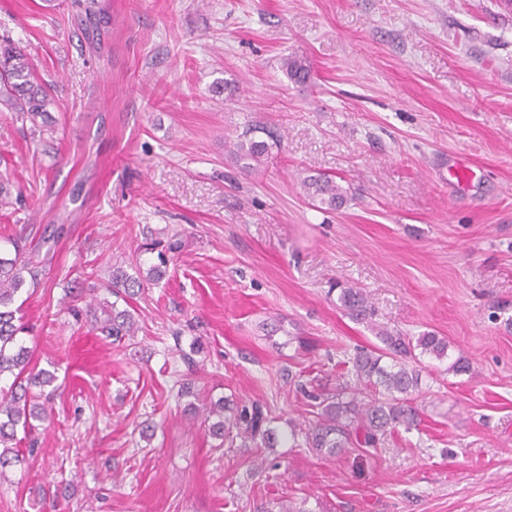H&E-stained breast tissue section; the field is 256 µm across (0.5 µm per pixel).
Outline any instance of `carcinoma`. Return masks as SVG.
Instances as JSON below:
<instances>
[{"mask_svg":"<svg viewBox=\"0 0 512 512\" xmlns=\"http://www.w3.org/2000/svg\"><path fill=\"white\" fill-rule=\"evenodd\" d=\"M71 7L92 24L100 22L98 0H71ZM282 70L295 83L310 79V66L302 59L285 57ZM48 90L37 79L26 53L10 40H0V111H7L21 122L33 127L55 131L51 124ZM252 130L243 132L233 143L232 153L241 169L247 173L258 170L269 154L270 145L251 137ZM311 197L327 209H335L346 201L347 191L330 177H316L304 181ZM177 245L171 243L157 253L158 264L150 266L146 276H132L123 268L112 269V294L127 302L139 294L146 283L163 278L169 261L168 254ZM35 280L37 267L15 248L12 258L0 256V381L12 378L7 386H0V472L20 462L19 450L10 442L16 440L17 426L31 428V420L43 419L44 405L36 402V387L49 385L53 376L29 368L30 352L17 345L22 326L16 324L15 298L24 285L23 273ZM340 307L353 320L369 323L373 317L372 304L367 293L357 287L339 288ZM98 329L113 341L135 336L137 327L128 310H112L98 322ZM376 336L385 352L360 350L349 359L351 367L342 375V382L329 393L300 390L309 399V416L290 428L288 447L313 448L329 456H338L353 445L352 434L360 433L363 444L374 447L379 437L389 430L402 427L409 431L420 422L419 411L412 403L421 376L414 363L424 356L438 360L449 359L447 371L474 374L465 357H449L448 341L434 333L405 336L400 332L378 328ZM208 415L217 416L210 425L211 435L220 440L219 446L236 444L242 447L271 448L276 443L272 418L257 402L249 405L211 404Z\"/></svg>","mask_w":512,"mask_h":512,"instance_id":"obj_1","label":"carcinoma"}]
</instances>
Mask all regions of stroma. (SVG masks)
<instances>
[{
	"instance_id": "obj_1",
	"label": "stroma",
	"mask_w": 512,
	"mask_h": 512,
	"mask_svg": "<svg viewBox=\"0 0 512 512\" xmlns=\"http://www.w3.org/2000/svg\"><path fill=\"white\" fill-rule=\"evenodd\" d=\"M102 3L94 28L68 0H0L57 128L0 112V256L19 239L39 270L21 339L55 377L0 512H512V0ZM250 125L271 146L252 174L228 150ZM320 174L339 209L304 187ZM148 236L181 248L116 345L94 314L114 267L155 263ZM338 282L474 373L426 359L420 428L331 457L288 445L297 385L381 345ZM185 383L266 406L276 447H217ZM304 184L311 190V197L325 209H336L346 201L347 191L331 177L310 178L304 180ZM337 300L340 307L353 320L361 323H370L373 317L372 304L367 293L361 288L353 286H339Z\"/></svg>"
}]
</instances>
